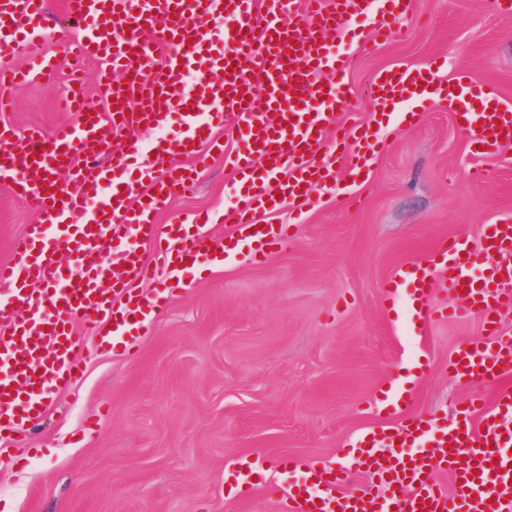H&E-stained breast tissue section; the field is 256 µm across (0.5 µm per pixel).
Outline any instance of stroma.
<instances>
[{
  "label": "stroma",
  "instance_id": "stroma-1",
  "mask_svg": "<svg viewBox=\"0 0 512 512\" xmlns=\"http://www.w3.org/2000/svg\"><path fill=\"white\" fill-rule=\"evenodd\" d=\"M348 54L344 125L371 121L366 88L386 68L446 61L436 76L495 88L512 101V13L502 0H414L399 31ZM100 60L71 58L53 78L6 90L0 120L19 134L50 133L70 120L61 108L73 77L96 99ZM397 132L358 179L338 173L311 189L303 214L281 207L271 224H294L291 242L261 265L237 250L222 265L170 292L129 358L110 350L88 362L76 386L52 402L28 449L0 467V512H281L266 490L241 500L224 469L243 456L273 469L282 456L340 460L367 430L396 425L384 407L409 393L421 419L456 426L475 395L498 383L452 376L456 350L484 341L479 318L441 320L413 333L411 313L391 304L398 267L424 258L448 236L478 237L512 218V143L474 155L453 112L429 109ZM485 170L473 179L474 170ZM238 184L209 157L195 189L157 213L164 227L212 217L227 236L224 208ZM38 215L0 184V262Z\"/></svg>",
  "mask_w": 512,
  "mask_h": 512
}]
</instances>
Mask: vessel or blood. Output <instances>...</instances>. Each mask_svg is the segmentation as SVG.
<instances>
[{"instance_id":"b4317fda","label":"vessel or blood","mask_w":512,"mask_h":512,"mask_svg":"<svg viewBox=\"0 0 512 512\" xmlns=\"http://www.w3.org/2000/svg\"><path fill=\"white\" fill-rule=\"evenodd\" d=\"M410 7L411 0H66L75 37L62 52L44 49L16 69L8 55L29 42L45 44L54 30L46 22L47 0H0L1 85L41 82L70 56L102 58L109 70L99 92L110 106L104 114L87 98L73 97L74 119L48 136L34 131L23 137L0 124V179L41 215L15 240L11 260L0 262L1 439L29 433L49 400L73 385L100 350L132 349L159 307L161 296L140 287L148 267L143 254L126 245L131 231L152 242L157 271L166 274L169 288H179L181 272L224 261L242 245L251 262L265 261L293 234L291 225L260 223V215L283 201L304 212L311 187L335 179L337 164L350 176L361 173L384 143L373 124L327 140L346 98L349 58L328 51L325 36L340 30L350 43L368 48L392 36ZM216 17L224 20L220 45L206 32ZM150 28L168 49L160 64L154 43L142 38ZM442 65L437 59L427 68L378 71L367 87L374 124L406 102L442 105L456 113L479 153L511 143L512 104L463 78L431 91L432 72ZM190 73L193 95L184 91ZM177 114L179 134L144 150L137 130L166 129ZM225 121L247 136L231 161L240 191L224 210L229 239L202 232L206 214L196 216L198 230L171 225L157 232L150 214L196 186L194 170L171 167V159L221 150L213 131ZM113 250L125 261L118 277ZM62 253L72 257L77 274L63 275ZM481 256L493 263L475 279L466 268ZM443 283L454 300L446 309L433 303ZM403 285L416 327L477 316L494 335L493 343L456 352V376L512 378V337L497 334L503 298L512 294L511 220L487 225L477 242L441 239L426 258L400 266L389 286ZM390 404L403 410L400 424L363 433L340 466L278 459L280 472L296 476L283 493L285 512H512L511 388L489 405L473 399L462 412L463 425L452 429L409 414L404 393H394ZM435 471L451 476L453 490L430 482ZM361 472L385 494L374 493L373 485L355 488ZM227 478L235 494L250 496L264 486L263 464L242 459Z\"/></svg>"}]
</instances>
